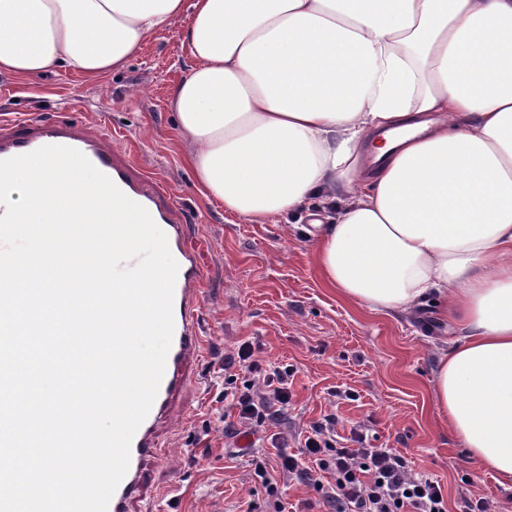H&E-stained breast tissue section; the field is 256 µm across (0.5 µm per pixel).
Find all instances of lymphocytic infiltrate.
<instances>
[{
	"instance_id": "lymphocytic-infiltrate-1",
	"label": "lymphocytic infiltrate",
	"mask_w": 512,
	"mask_h": 512,
	"mask_svg": "<svg viewBox=\"0 0 512 512\" xmlns=\"http://www.w3.org/2000/svg\"><path fill=\"white\" fill-rule=\"evenodd\" d=\"M220 369L226 437H250L286 413L294 369L260 364L249 341L225 352ZM336 425L335 416H324L310 425L298 453H288L285 437L275 436V460L252 457L250 479L272 498L275 512H285L278 483L282 476L319 491L325 512H448L440 481L413 473L394 449L367 445L358 428H351L349 438H339Z\"/></svg>"
}]
</instances>
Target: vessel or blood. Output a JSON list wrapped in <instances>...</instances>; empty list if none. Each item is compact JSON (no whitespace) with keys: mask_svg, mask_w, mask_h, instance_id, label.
Segmentation results:
<instances>
[{"mask_svg":"<svg viewBox=\"0 0 512 512\" xmlns=\"http://www.w3.org/2000/svg\"><path fill=\"white\" fill-rule=\"evenodd\" d=\"M48 145L75 148L108 176L131 200L143 206L155 223L166 225L169 250L178 264L173 294L174 334L155 401L136 430L130 445L128 470L114 491L107 512H134L133 506L148 492V463L169 466L162 453L159 427L175 417V400L189 376V366L201 349V293L204 280L200 248L189 238L180 208L153 176L133 171L119 160L101 134L83 128L65 116L50 121L18 118L0 123V160L33 152Z\"/></svg>","mask_w":512,"mask_h":512,"instance_id":"1","label":"vessel or blood"}]
</instances>
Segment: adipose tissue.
Returning a JSON list of instances; mask_svg holds the SVG:
<instances>
[{
  "label": "adipose tissue",
  "instance_id": "obj_1",
  "mask_svg": "<svg viewBox=\"0 0 512 512\" xmlns=\"http://www.w3.org/2000/svg\"><path fill=\"white\" fill-rule=\"evenodd\" d=\"M200 194L303 225L324 287L374 313L437 299L433 396L512 486V0H0V74L125 68L157 31Z\"/></svg>",
  "mask_w": 512,
  "mask_h": 512
}]
</instances>
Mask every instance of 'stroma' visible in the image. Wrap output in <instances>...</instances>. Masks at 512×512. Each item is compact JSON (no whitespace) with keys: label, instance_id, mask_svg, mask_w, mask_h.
Wrapping results in <instances>:
<instances>
[{"label":"stroma","instance_id":"35a3bbf8","mask_svg":"<svg viewBox=\"0 0 512 512\" xmlns=\"http://www.w3.org/2000/svg\"><path fill=\"white\" fill-rule=\"evenodd\" d=\"M189 65L176 31L165 30L123 70L97 79L71 71L34 79L0 74V118L69 112L106 133L119 159L164 182L192 240L205 246L200 358L176 402L177 421L160 431L173 464L149 467L152 494L137 512H273L264 489L249 483L245 458L226 445L215 412L224 381L213 366L241 339L256 345V359L297 369L279 432L335 415L341 436L362 426L368 444L396 449L412 469L437 478L449 512H467L477 495L512 512V489L469 462L437 416L438 351L456 334L438 305L388 317L344 301L323 287L311 244L286 231L288 223H310L309 214L250 224L199 193L169 107ZM337 389L351 390L353 399L334 397Z\"/></svg>","mask_w":512,"mask_h":512}]
</instances>
